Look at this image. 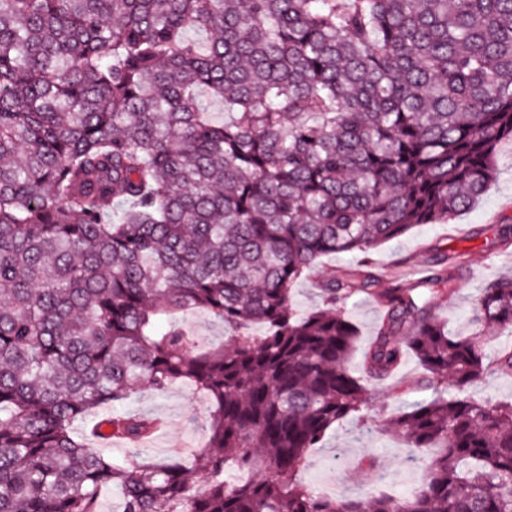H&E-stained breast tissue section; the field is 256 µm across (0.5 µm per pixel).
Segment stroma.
<instances>
[{
	"mask_svg": "<svg viewBox=\"0 0 512 512\" xmlns=\"http://www.w3.org/2000/svg\"><path fill=\"white\" fill-rule=\"evenodd\" d=\"M496 166V179L471 209L444 224L412 226L401 237L378 244L367 254L382 288L402 280H418L437 256H453L457 262L453 291L436 303L435 311L452 333L460 336L476 328L475 299L481 288L491 281L512 277V248L504 250L491 244L500 228L512 226L511 139L500 143ZM358 260L355 254L323 257L317 268L296 285L295 308L302 313L317 308L322 282L332 271L356 268ZM346 310L358 332V350L348 360L349 369L355 372L361 363L360 351L370 343L383 309L361 294L348 302ZM130 406L167 422L166 429L155 435L149 446L151 459H185L205 441L209 401L190 384H178L162 395L140 391ZM420 455L419 449L384 433L374 423L347 419L333 427L322 447L308 454L299 468V477L314 490L328 485L336 498H366L386 489L405 496L420 484L422 472L415 463ZM366 457L376 458L378 469L364 468L361 461Z\"/></svg>",
	"mask_w": 512,
	"mask_h": 512,
	"instance_id": "stroma-1",
	"label": "stroma"
}]
</instances>
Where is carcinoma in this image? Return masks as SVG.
<instances>
[{"label": "carcinoma", "instance_id": "obj_1", "mask_svg": "<svg viewBox=\"0 0 512 512\" xmlns=\"http://www.w3.org/2000/svg\"><path fill=\"white\" fill-rule=\"evenodd\" d=\"M505 138L512 0H0V512H99L107 486L113 512H512V402L465 395L512 350L439 321L450 257L381 292L333 273L322 306L292 304L322 257L470 209ZM360 294L385 315L356 376ZM196 311L223 347L175 321ZM476 320L512 328V279ZM408 353L432 397L371 419L426 451L420 486H305L333 425L401 392ZM180 382L210 398L207 439L155 463L156 419L116 406Z\"/></svg>", "mask_w": 512, "mask_h": 512}]
</instances>
